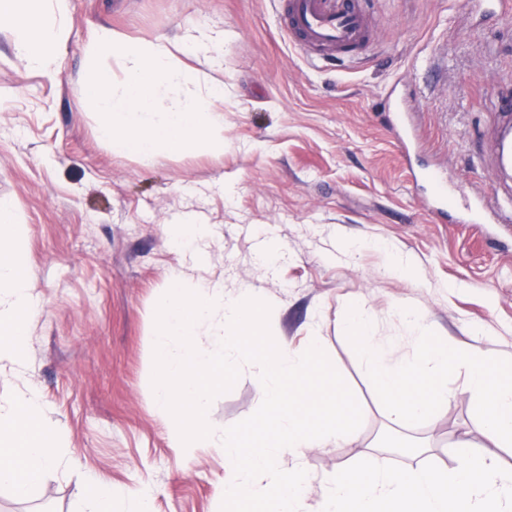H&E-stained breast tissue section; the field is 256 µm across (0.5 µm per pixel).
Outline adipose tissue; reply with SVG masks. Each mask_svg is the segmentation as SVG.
Returning <instances> with one entry per match:
<instances>
[{
  "label": "adipose tissue",
  "mask_w": 512,
  "mask_h": 512,
  "mask_svg": "<svg viewBox=\"0 0 512 512\" xmlns=\"http://www.w3.org/2000/svg\"><path fill=\"white\" fill-rule=\"evenodd\" d=\"M0 27L14 54L47 80L61 72L69 29L67 0H0ZM223 32L203 25L145 42L98 27L85 45L90 63L114 60L124 78L90 72L98 134L112 151L150 163L159 151H224L223 86L204 85L194 63L223 66ZM15 207L0 200V353L21 357L34 309ZM55 430L34 393L0 407V487L28 497L62 460ZM321 512H512V470L491 454L467 456L450 469L392 470L364 459L321 482Z\"/></svg>",
  "instance_id": "obj_1"
}]
</instances>
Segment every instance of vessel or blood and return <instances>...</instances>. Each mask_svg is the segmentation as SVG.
Instances as JSON below:
<instances>
[{"instance_id": "obj_1", "label": "vessel or blood", "mask_w": 512, "mask_h": 512, "mask_svg": "<svg viewBox=\"0 0 512 512\" xmlns=\"http://www.w3.org/2000/svg\"><path fill=\"white\" fill-rule=\"evenodd\" d=\"M280 29L289 42L312 63L322 65L351 54L363 43L372 15L366 0H275ZM493 164L512 167V123L503 122L497 133ZM465 224H508L512 208L491 204L478 194L461 218Z\"/></svg>"}]
</instances>
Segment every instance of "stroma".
<instances>
[{
    "label": "stroma",
    "instance_id": "35a3bbf8",
    "mask_svg": "<svg viewBox=\"0 0 512 512\" xmlns=\"http://www.w3.org/2000/svg\"><path fill=\"white\" fill-rule=\"evenodd\" d=\"M372 11V42L326 69L281 34L271 0H69L55 82L30 72L0 29V199L23 226L38 306L26 359L0 355V406L35 388L65 454L28 498L0 487V512H78L99 482L119 512L130 488L150 491L152 512H216L223 453L205 442L183 459L154 406L152 314L176 273L228 296L254 291L273 306L274 339L318 342L357 398L359 438L307 456V512L321 480L360 459L416 464L377 445L387 412L344 330L350 305L396 343L414 333L411 308L451 344L512 354V229L438 218L413 177L439 167L463 204L512 190L489 154L496 106L512 98V0L488 12L372 0ZM101 24L143 41L193 24L223 31V69L196 64L224 86L223 155L163 152L145 165L100 140L84 47ZM392 97L412 110L410 160L391 134ZM187 223L212 229L204 258L169 242L168 226ZM448 393L404 432L427 441L439 468L493 448L461 376ZM259 404L246 363L207 419L220 434ZM463 436L471 449L458 448Z\"/></svg>",
    "mask_w": 512,
    "mask_h": 512
}]
</instances>
